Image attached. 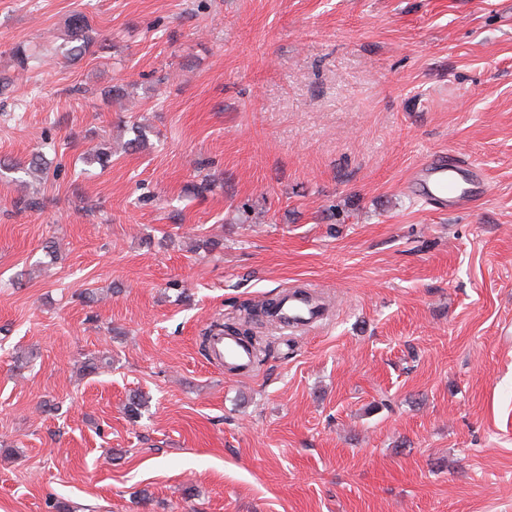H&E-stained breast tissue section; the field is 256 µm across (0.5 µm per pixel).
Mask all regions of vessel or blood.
Returning <instances> with one entry per match:
<instances>
[{"label": "vessel or blood", "mask_w": 512, "mask_h": 512, "mask_svg": "<svg viewBox=\"0 0 512 512\" xmlns=\"http://www.w3.org/2000/svg\"><path fill=\"white\" fill-rule=\"evenodd\" d=\"M410 182L416 197L452 212L471 209L485 187L482 171L475 163L462 159L451 161L436 152L426 156L412 170ZM312 311L310 303L290 295L282 303L276 322L302 329L314 323ZM209 356L218 365L243 367L251 361V350L239 338L225 335L211 340Z\"/></svg>", "instance_id": "vessel-or-blood-1"}]
</instances>
